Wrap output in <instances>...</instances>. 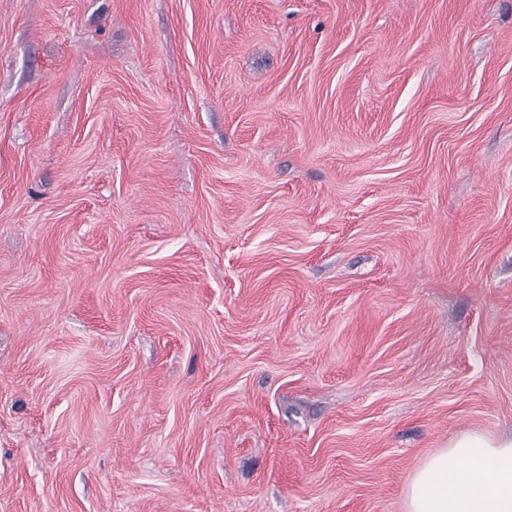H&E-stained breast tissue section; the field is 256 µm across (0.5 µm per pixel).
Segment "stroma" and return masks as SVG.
<instances>
[{
	"label": "stroma",
	"instance_id": "obj_1",
	"mask_svg": "<svg viewBox=\"0 0 512 512\" xmlns=\"http://www.w3.org/2000/svg\"><path fill=\"white\" fill-rule=\"evenodd\" d=\"M512 434V0H0V512H406Z\"/></svg>",
	"mask_w": 512,
	"mask_h": 512
}]
</instances>
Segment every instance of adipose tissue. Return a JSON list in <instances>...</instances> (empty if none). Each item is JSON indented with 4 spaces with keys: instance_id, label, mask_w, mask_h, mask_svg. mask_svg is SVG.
<instances>
[{
    "instance_id": "obj_1",
    "label": "adipose tissue",
    "mask_w": 512,
    "mask_h": 512,
    "mask_svg": "<svg viewBox=\"0 0 512 512\" xmlns=\"http://www.w3.org/2000/svg\"><path fill=\"white\" fill-rule=\"evenodd\" d=\"M407 512H512V435L463 433L410 477Z\"/></svg>"
}]
</instances>
